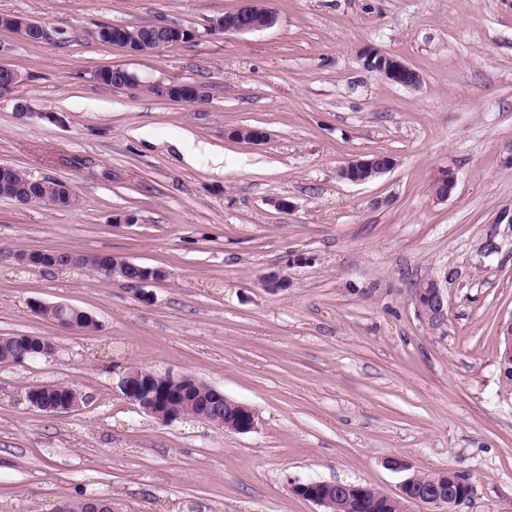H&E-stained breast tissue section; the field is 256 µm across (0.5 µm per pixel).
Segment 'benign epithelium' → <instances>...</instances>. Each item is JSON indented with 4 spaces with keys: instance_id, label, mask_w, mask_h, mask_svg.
Masks as SVG:
<instances>
[{
    "instance_id": "7a95c632",
    "label": "benign epithelium",
    "mask_w": 512,
    "mask_h": 512,
    "mask_svg": "<svg viewBox=\"0 0 512 512\" xmlns=\"http://www.w3.org/2000/svg\"><path fill=\"white\" fill-rule=\"evenodd\" d=\"M277 20L276 13L258 3V0H247V4L233 12L224 14L223 17L216 20L214 30L223 34H246L268 28L275 24ZM1 23L10 26L14 32L18 33L28 42H41L46 39V28L39 22L20 16H10ZM193 36V31L179 25L163 24L157 26V32L153 39L158 48L162 49L171 44L181 42ZM364 58L367 64L379 72L387 80L407 88H416L420 85V74L405 64L395 56L383 54L377 50L369 49L364 52ZM161 95L182 101L193 103L197 98L203 95L201 87L188 84H165L158 87ZM394 166V160L387 154H373L366 158H356L347 161L337 170L339 178L351 183H363L374 179L388 171ZM455 185V174L449 169L440 171L434 184V192L437 198L445 199L451 193ZM50 253L45 251H32L17 255L16 261L23 267H35L45 261ZM131 267L138 272L135 283L144 286L156 281L163 276L162 271L143 265L133 263L121 257H113L112 262L104 263L102 272L115 275L123 269ZM413 301L419 316L432 326L442 324L447 318L448 298L445 296L444 287L440 280L431 278L420 284L414 289ZM176 379L182 383L192 380V377L182 375L175 377L173 375L163 376V380L157 381V385L150 393L146 394L140 390L137 384L131 381V375L127 374L119 382L122 394L136 404L141 410L150 414L162 422H170L180 417V413L173 409L172 400L176 395L171 394L162 385V381ZM29 403L45 412H63L71 410L80 405L77 399H68L64 396L59 403L50 405L41 399L40 394L31 389L27 393ZM230 407L237 410V414L227 420L215 424V427L225 430H231L238 433H245L253 430L256 426L255 413L246 405L236 403L224 396V393L218 389H213L210 401L207 402L205 412L199 415V418L207 422L211 421V416L217 413L223 407ZM416 480L412 475L406 478L400 487V496L406 498L408 502L424 503L435 508L444 507L448 512H460V507L468 500L459 497L450 500L446 497L440 487L428 491L424 495L411 497L408 491ZM292 490L299 496L312 501L323 508V512H335L336 497L330 493L319 492L316 490V483H297L293 485Z\"/></svg>"
}]
</instances>
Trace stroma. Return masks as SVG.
Returning a JSON list of instances; mask_svg holds the SVG:
<instances>
[{
	"label": "stroma",
	"mask_w": 512,
	"mask_h": 512,
	"mask_svg": "<svg viewBox=\"0 0 512 512\" xmlns=\"http://www.w3.org/2000/svg\"><path fill=\"white\" fill-rule=\"evenodd\" d=\"M243 0H0L40 22L0 28V163L69 183L76 206L0 198V336L53 353L0 364V512L110 498L114 512H321L295 482L394 496L405 475L467 471L462 512H512V390L500 380L512 318V0H268L269 28L212 32ZM169 23L192 39L132 55L103 25ZM400 58L419 87L362 55ZM138 82L113 88L99 70ZM203 87L195 103L152 85ZM28 113L19 116L15 105ZM239 127L263 140L232 139ZM386 153L361 184L338 168ZM451 169L447 199L432 190ZM111 254L162 270L138 287L101 272L21 268L24 252ZM285 287L263 284L271 272ZM439 279L448 317L416 314ZM90 313L69 330L34 302ZM190 375L250 407L252 431L161 422L119 388L127 368ZM67 385L48 414L27 392ZM4 16L10 17L2 19V16H0L2 24L10 26L14 32L18 33L24 40L28 42H41L46 39V28L39 22L20 16ZM367 64L387 80L407 88L420 85V74L395 56L383 54L374 49L364 52Z\"/></svg>",
	"instance_id": "35a3bbf8"
}]
</instances>
